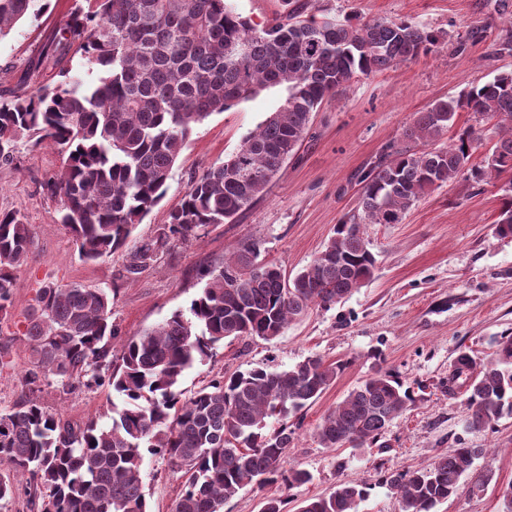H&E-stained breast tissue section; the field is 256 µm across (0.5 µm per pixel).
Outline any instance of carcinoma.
Returning a JSON list of instances; mask_svg holds the SVG:
<instances>
[{
  "instance_id": "cac0c4a2",
  "label": "carcinoma",
  "mask_w": 512,
  "mask_h": 512,
  "mask_svg": "<svg viewBox=\"0 0 512 512\" xmlns=\"http://www.w3.org/2000/svg\"><path fill=\"white\" fill-rule=\"evenodd\" d=\"M69 15L52 52L74 51L97 72L86 84L68 73L53 87L0 94V166L11 165L19 140L50 142L66 154L45 188L60 200L58 223L81 257L121 251L135 226L164 198L172 168L194 127L262 91L284 98L238 150L208 169L184 194L169 223L130 254L133 280L173 240L249 208L308 133L312 113L358 75L416 61L440 37L401 19L338 21L293 15L256 28L226 0H83ZM46 8L43 0H0V39ZM495 119L499 137L481 166L469 165L478 141L458 113ZM448 144L440 146L443 137ZM400 145L360 178L358 212L339 221L312 263L293 278L259 262L247 241L204 272L189 314L173 313L137 336H119L112 295L82 284L48 282L25 319L29 367L22 394L0 411V501L24 478L39 491L38 512H147L145 454L177 463L186 476L173 512H224V501L249 485L292 488L312 475L284 468L294 436L288 425L264 432L271 417L288 418L335 382L343 364L309 357L284 369L252 368L221 376L187 399L184 372L226 338L271 342L311 305L330 307L364 287L376 266L361 226L398 224L430 190L462 174L476 184L501 180L494 233L512 237V72L438 100L415 114ZM29 225L19 210L0 211V316L12 305L26 264ZM65 393L108 385L117 401L109 421L72 425L39 399L43 387ZM469 410L468 428L491 430L512 417V336L495 356L456 357L446 381ZM415 402L414 392L379 369L362 380L317 426L324 448L376 444ZM481 448H458L424 468L396 470L385 482L400 512H434L455 495L460 478L476 489L492 475L476 472ZM367 488L341 482L306 500L298 512H357Z\"/></svg>"
}]
</instances>
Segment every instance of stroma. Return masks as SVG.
<instances>
[{"instance_id":"1","label":"stroma","mask_w":512,"mask_h":512,"mask_svg":"<svg viewBox=\"0 0 512 512\" xmlns=\"http://www.w3.org/2000/svg\"><path fill=\"white\" fill-rule=\"evenodd\" d=\"M261 28L297 12L319 18H393L440 35L439 48L413 63L355 77L347 90L314 112L299 149L248 209L221 224L173 242L136 279L123 276L124 254L83 260L57 222L58 202L45 182L63 166L53 145L20 142L13 165L0 167V211L20 210L32 246L17 276L13 304L0 317V410L22 392L29 367L22 339L25 317L44 282L114 289L112 320L121 336H135L177 311H188L204 285V270L223 264L241 243H261V260L293 276L322 250L340 219L358 206L360 175L377 162L417 112L454 97L502 72H512V0H229ZM79 0H49L42 14L19 23L0 39V91L61 81L55 44ZM269 89L198 124L179 155L164 199L138 224L126 249L156 236L191 183L234 153L281 103ZM500 208L496 185L457 177L426 194L398 224H366L362 231L377 258L373 279L346 300L311 306L274 341L225 339L203 363L187 370L181 388L192 395L211 380L255 367L285 369L310 356L344 365L335 383L302 418H289L295 438L285 462L309 471L311 482L284 490L248 486L224 512H260L264 497L287 494L290 512L342 481L365 485L358 512H399V498L385 473L422 468L461 447L481 449L478 471L491 472L484 490L463 476L456 496L436 512H503L500 489L512 484V418L494 429L467 427L462 394L444 383L459 352L488 360L496 338L512 335V238L494 234ZM398 375L416 401L387 428L385 447L325 448L314 431L322 416L378 369ZM43 404L81 425L104 416L109 387L63 393L44 388ZM345 468H338V460ZM149 512H172L184 487L183 470L168 459L146 456L142 468Z\"/></svg>"}]
</instances>
